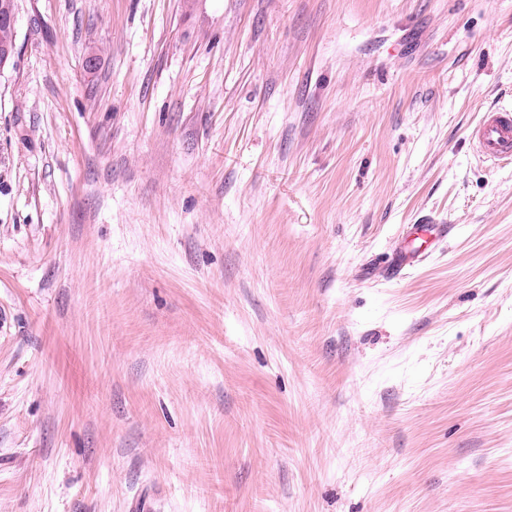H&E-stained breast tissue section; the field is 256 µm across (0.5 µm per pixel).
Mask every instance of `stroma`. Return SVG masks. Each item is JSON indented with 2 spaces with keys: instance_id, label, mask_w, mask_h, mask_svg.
Here are the masks:
<instances>
[{
  "instance_id": "1",
  "label": "stroma",
  "mask_w": 512,
  "mask_h": 512,
  "mask_svg": "<svg viewBox=\"0 0 512 512\" xmlns=\"http://www.w3.org/2000/svg\"><path fill=\"white\" fill-rule=\"evenodd\" d=\"M494 104L512 0H17L0 512H512ZM471 139L485 161L495 164L512 157V108L490 107L472 131Z\"/></svg>"
}]
</instances>
